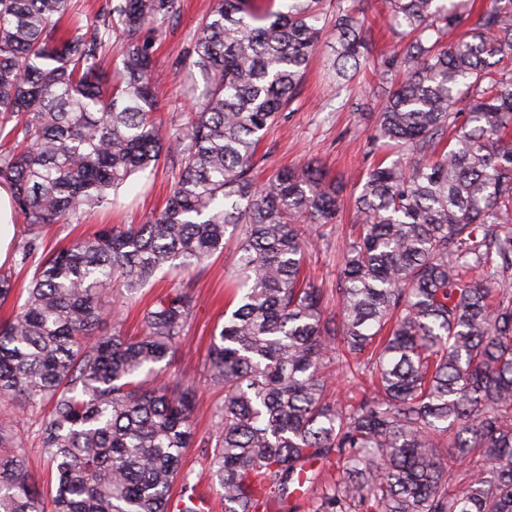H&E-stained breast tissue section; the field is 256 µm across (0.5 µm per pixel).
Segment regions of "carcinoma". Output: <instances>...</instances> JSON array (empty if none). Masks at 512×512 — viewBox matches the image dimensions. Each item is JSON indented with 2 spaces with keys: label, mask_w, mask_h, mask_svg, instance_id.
Masks as SVG:
<instances>
[{
  "label": "carcinoma",
  "mask_w": 512,
  "mask_h": 512,
  "mask_svg": "<svg viewBox=\"0 0 512 512\" xmlns=\"http://www.w3.org/2000/svg\"><path fill=\"white\" fill-rule=\"evenodd\" d=\"M412 35L384 63L370 144L392 147L355 199L337 311L302 276L309 226L341 187L309 162L255 179L263 131L293 99L328 28L344 79L370 65L359 11L326 0H213L175 62L205 92L165 127L156 45L177 0H0V182L23 237L0 269V399L49 405L40 437L50 500L0 419V512H198L182 472L195 393L167 369L196 307L191 283L156 299L131 336L132 298L236 236L232 309L209 348L224 405L206 444L226 512H264L315 490L314 512H512V0H384ZM468 25L456 40L453 30ZM123 47L108 79L106 54ZM165 208L51 248L160 164ZM372 390L327 394L330 359ZM462 488H448L452 473ZM178 495H172L175 483Z\"/></svg>",
  "instance_id": "carcinoma-1"
}]
</instances>
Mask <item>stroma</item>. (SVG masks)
Here are the masks:
<instances>
[{"label":"stroma","mask_w":512,"mask_h":512,"mask_svg":"<svg viewBox=\"0 0 512 512\" xmlns=\"http://www.w3.org/2000/svg\"><path fill=\"white\" fill-rule=\"evenodd\" d=\"M179 5L177 19L168 28L157 52V65L165 71L171 70L175 59L191 41L210 0H180ZM354 6L364 12L372 27L368 45L372 68L348 81L337 82L329 69L336 39L334 33H327L313 55L296 97L267 128L259 144L262 176H270L284 166H300L313 160L329 177L343 180L347 194L359 193L360 182L375 161L369 144L371 114L383 99L382 79L376 65L400 52L405 41L399 28L389 21L383 0H355ZM168 190L167 170L162 167L150 181L139 179L123 188L115 206L91 214L82 225L54 226L49 243L66 244L82 233L93 232L100 224L145 223L162 209ZM354 219L355 208L349 203L336 223L315 227L312 232L307 274L322 289L331 313L336 310L342 250ZM236 259V246L230 243L223 253L192 270H175L158 278L143 288L136 300L119 296L114 299L115 310L120 312L126 329L133 332L143 311L157 296L182 282L192 283L197 305L188 334L169 372L192 384L197 391L195 423L201 438L213 430L215 415L224 401L223 386L209 377L207 352L214 328L227 308L228 280ZM4 414L16 425L13 441L24 454L30 472L39 482H46L47 456L40 441L42 411L5 401L0 403V416ZM210 457L209 448L192 446L184 452L183 470L189 473L197 493L210 499L211 512H224V498L212 478Z\"/></svg>","instance_id":"obj_1"}]
</instances>
